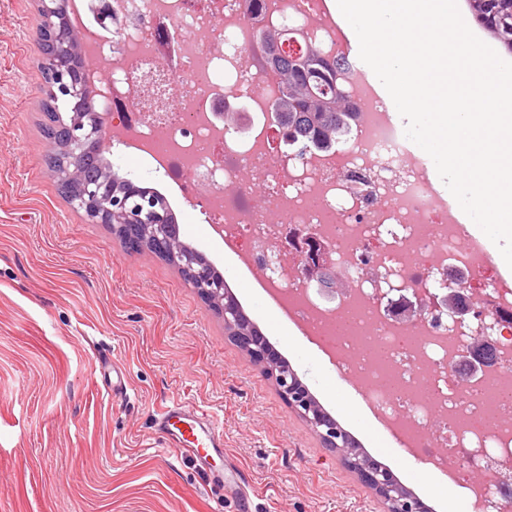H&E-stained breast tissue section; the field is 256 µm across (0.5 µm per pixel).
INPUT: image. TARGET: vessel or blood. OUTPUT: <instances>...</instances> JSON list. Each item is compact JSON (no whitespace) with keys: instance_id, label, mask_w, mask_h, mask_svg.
Returning a JSON list of instances; mask_svg holds the SVG:
<instances>
[{"instance_id":"obj_1","label":"vessel or blood","mask_w":512,"mask_h":512,"mask_svg":"<svg viewBox=\"0 0 512 512\" xmlns=\"http://www.w3.org/2000/svg\"><path fill=\"white\" fill-rule=\"evenodd\" d=\"M158 427L169 436L171 447L180 449L212 448L224 445V426L217 419L202 422L195 407L181 401H171L158 418Z\"/></svg>"}]
</instances>
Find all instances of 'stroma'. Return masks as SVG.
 Here are the masks:
<instances>
[{"instance_id":"obj_1","label":"stroma","mask_w":512,"mask_h":512,"mask_svg":"<svg viewBox=\"0 0 512 512\" xmlns=\"http://www.w3.org/2000/svg\"><path fill=\"white\" fill-rule=\"evenodd\" d=\"M39 24L37 0H0V512H238L244 496L251 512H386L175 264L128 253L61 194L43 132ZM110 161L163 193L182 240L225 268L200 199L136 150L113 145ZM257 281L244 269L225 276L323 408L433 512H478L456 492L432 496L426 461L401 458L350 414L355 384L330 380L320 356L300 349ZM176 398L223 421V454L203 464L166 449L156 420Z\"/></svg>"}]
</instances>
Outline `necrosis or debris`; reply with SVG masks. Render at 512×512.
Masks as SVG:
<instances>
[{"label": "necrosis or debris", "instance_id": "1", "mask_svg": "<svg viewBox=\"0 0 512 512\" xmlns=\"http://www.w3.org/2000/svg\"><path fill=\"white\" fill-rule=\"evenodd\" d=\"M129 27L112 49L105 36L85 46L108 63L98 86L102 108L113 113L112 134L133 136L162 163L186 196L205 203L208 224L224 227V243L263 287L290 302V313L311 335L336 344L339 372L363 389L382 424L404 428L418 456L439 471L458 464L456 481L484 512H512L501 486L512 480V403L493 404L488 389L512 391V287L492 281L483 243L460 223L448 199L434 191L427 165L393 119L368 66L345 56L341 78L361 118L338 152L324 160L290 159L277 143L267 110L271 80H255L253 49L263 26L312 25L324 52L336 50L325 0H117ZM243 99L248 134H221L218 100ZM249 168L252 179L240 177ZM264 186L254 199L252 182ZM330 248L347 291L339 307L321 304L285 257L287 233ZM408 280L461 270L469 293L493 314L498 364L460 385L451 368L466 342L450 324H397L382 312L380 280L368 269ZM396 376L398 388L384 386Z\"/></svg>", "mask_w": 512, "mask_h": 512}]
</instances>
